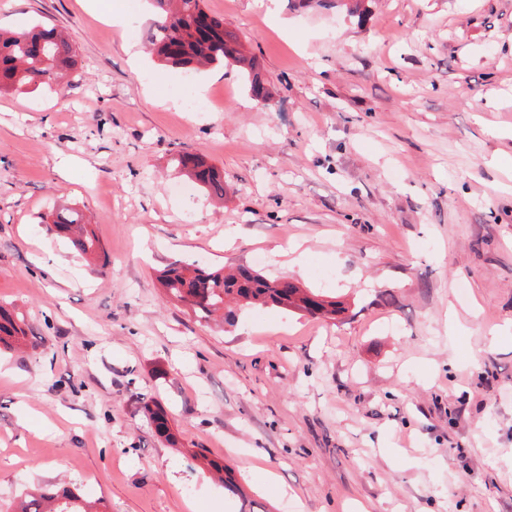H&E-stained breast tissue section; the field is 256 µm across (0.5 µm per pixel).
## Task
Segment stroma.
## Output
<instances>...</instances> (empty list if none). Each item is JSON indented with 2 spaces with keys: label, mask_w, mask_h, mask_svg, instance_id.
Wrapping results in <instances>:
<instances>
[{
  "label": "stroma",
  "mask_w": 512,
  "mask_h": 512,
  "mask_svg": "<svg viewBox=\"0 0 512 512\" xmlns=\"http://www.w3.org/2000/svg\"><path fill=\"white\" fill-rule=\"evenodd\" d=\"M203 6L268 102L215 66L205 111L170 107L147 0H0L1 29L78 53L62 92L0 93V305L33 342L0 352V504L71 482L104 512H239L201 453L263 512H512V335L492 338L512 324V0ZM182 149L223 197L171 193ZM60 206L104 262L57 235ZM175 262L255 264L346 310L205 323L163 293Z\"/></svg>",
  "instance_id": "stroma-1"
}]
</instances>
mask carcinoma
I'll list each match as a JSON object with an SVG mask.
<instances>
[{
  "label": "carcinoma",
  "mask_w": 512,
  "mask_h": 512,
  "mask_svg": "<svg viewBox=\"0 0 512 512\" xmlns=\"http://www.w3.org/2000/svg\"><path fill=\"white\" fill-rule=\"evenodd\" d=\"M157 16L151 36V50L166 65L186 71L220 65L240 69L249 92L265 101L270 92L257 61L244 54L238 37L224 30V21L210 16L202 0H149ZM77 65L76 52L68 36L45 26L20 31L0 30V90L19 91L31 86L63 84ZM177 167L193 178L209 194L224 196V181L217 169L198 153L182 151ZM52 224L59 234L71 237L83 254L99 249V244L74 210L56 214ZM166 294L190 305L194 314L205 320L230 324L236 312L232 305L280 308L310 316L334 315L338 304L308 292L283 279H269L250 267L228 272L209 267L189 269L174 265L160 275ZM25 321L19 313L0 306V344L14 348L26 339ZM158 435L172 438L167 413L159 406L150 410ZM208 465L219 474L224 492L241 501L240 512H255L253 501L237 482L228 466L216 461ZM5 512H97L75 484L27 492Z\"/></svg>",
  "instance_id": "carcinoma-1"
}]
</instances>
